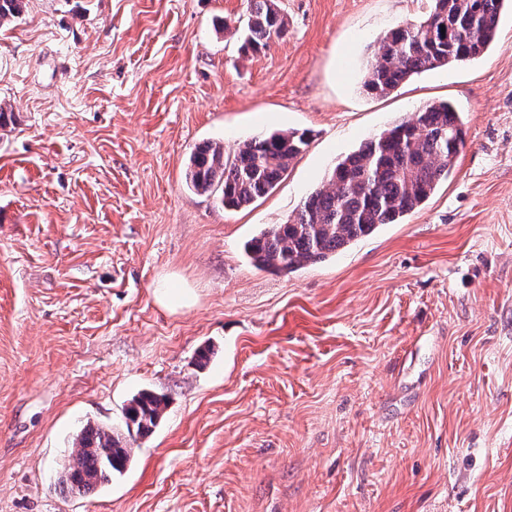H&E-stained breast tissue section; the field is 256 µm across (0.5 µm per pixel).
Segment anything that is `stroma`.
Listing matches in <instances>:
<instances>
[{
	"mask_svg": "<svg viewBox=\"0 0 512 512\" xmlns=\"http://www.w3.org/2000/svg\"><path fill=\"white\" fill-rule=\"evenodd\" d=\"M24 2L0 24V512H512V13L479 60L375 96L371 45L430 0H277L287 32L249 54L223 30L244 0ZM443 100L466 143L423 205L251 264L338 160ZM293 129L254 204L186 186L196 146ZM143 391L168 406L126 469L59 486Z\"/></svg>",
	"mask_w": 512,
	"mask_h": 512,
	"instance_id": "obj_1",
	"label": "stroma"
}]
</instances>
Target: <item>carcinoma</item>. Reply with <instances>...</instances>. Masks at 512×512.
<instances>
[{"label": "carcinoma", "instance_id": "obj_1", "mask_svg": "<svg viewBox=\"0 0 512 512\" xmlns=\"http://www.w3.org/2000/svg\"><path fill=\"white\" fill-rule=\"evenodd\" d=\"M246 3L245 20L234 27L224 21V30L240 34L245 54L268 48L287 31L276 0ZM507 6L512 0H431L424 18L398 25L375 42L365 89L387 95L419 72L458 64L462 46L469 60L483 56L497 42ZM465 142V123L450 102L423 105L339 160L295 217L252 238L246 255L257 269L280 273L327 260L424 204L448 178ZM307 145L306 134L296 131L251 137L231 154L222 142H209L191 153L186 181L195 193L213 196L226 208L246 207L278 185ZM166 408L163 394L135 396L125 411L129 436L151 432ZM73 445L58 477L73 494L110 482L131 457V449L107 426L83 428Z\"/></svg>", "mask_w": 512, "mask_h": 512}]
</instances>
